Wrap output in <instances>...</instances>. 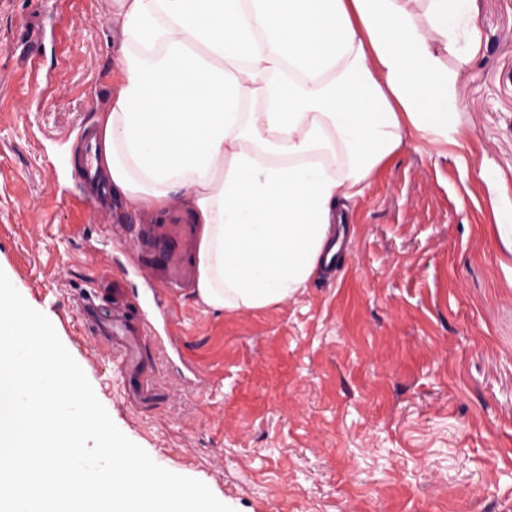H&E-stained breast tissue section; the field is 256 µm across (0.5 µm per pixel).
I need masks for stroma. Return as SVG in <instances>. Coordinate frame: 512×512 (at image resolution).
Masks as SVG:
<instances>
[{"label": "stroma", "mask_w": 512, "mask_h": 512, "mask_svg": "<svg viewBox=\"0 0 512 512\" xmlns=\"http://www.w3.org/2000/svg\"><path fill=\"white\" fill-rule=\"evenodd\" d=\"M459 145L407 144L355 206L332 276L264 310L214 312L107 215L76 209L82 127L112 103V0H0V271L45 314L118 429L234 512H512V0H477ZM43 27L23 63L27 30ZM164 225L197 247L187 199ZM160 296L129 399L89 307Z\"/></svg>", "instance_id": "35a3bbf8"}]
</instances>
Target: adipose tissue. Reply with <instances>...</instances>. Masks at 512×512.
<instances>
[{
    "mask_svg": "<svg viewBox=\"0 0 512 512\" xmlns=\"http://www.w3.org/2000/svg\"><path fill=\"white\" fill-rule=\"evenodd\" d=\"M112 23L101 174L156 212L187 195L197 296L231 313L307 287L407 139L458 144L481 43L475 0H112Z\"/></svg>",
    "mask_w": 512,
    "mask_h": 512,
    "instance_id": "obj_1",
    "label": "adipose tissue"
}]
</instances>
